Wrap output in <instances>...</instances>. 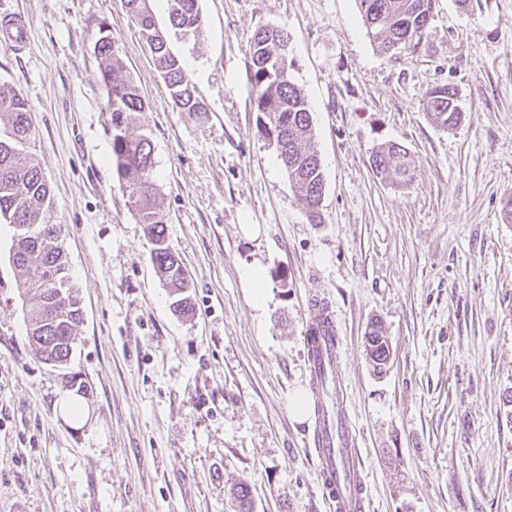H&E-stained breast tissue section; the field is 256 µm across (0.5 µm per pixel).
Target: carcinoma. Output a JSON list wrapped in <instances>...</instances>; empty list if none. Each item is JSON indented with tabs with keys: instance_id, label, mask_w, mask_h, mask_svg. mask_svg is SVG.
Returning a JSON list of instances; mask_svg holds the SVG:
<instances>
[{
	"instance_id": "1",
	"label": "carcinoma",
	"mask_w": 512,
	"mask_h": 512,
	"mask_svg": "<svg viewBox=\"0 0 512 512\" xmlns=\"http://www.w3.org/2000/svg\"><path fill=\"white\" fill-rule=\"evenodd\" d=\"M170 25L185 37L202 24L198 0H166ZM127 13L149 48L173 106L180 112L206 108L181 59L172 52L157 27L149 0H125ZM367 34L384 51H411L425 35L434 0H358ZM291 37L277 27L258 29L249 42V80L255 89L257 132L275 144L288 181L302 202L308 219L317 223L324 195V174L311 146L313 122L307 98L291 80L288 57ZM95 51L107 90L106 110L112 134V175L128 194L137 222L153 244L152 262L161 280L178 296L173 307L193 311L186 269L167 244L163 216L152 203L156 195L154 147L149 135L136 131L138 116L148 109L138 86L119 63V47L109 37L98 39ZM432 121L442 128L461 118L456 93L447 85L425 95ZM32 136L30 106L15 88L0 84V225L11 228L9 260L31 297L25 308L29 341L37 358L54 366L68 364L78 327L83 322L80 300L69 274L62 227L50 220L51 189L39 162L21 159ZM371 168L383 180L405 184L413 177L412 161L399 144L372 157ZM63 298H58V289ZM366 352L380 374L390 358L388 337L379 321L369 323Z\"/></svg>"
}]
</instances>
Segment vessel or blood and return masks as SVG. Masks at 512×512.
<instances>
[{
  "mask_svg": "<svg viewBox=\"0 0 512 512\" xmlns=\"http://www.w3.org/2000/svg\"><path fill=\"white\" fill-rule=\"evenodd\" d=\"M316 314L305 338L312 394L316 405L315 450L319 482L334 512H366V485L360 450L345 406V387L337 372L338 339L331 333L336 320L323 301L314 304Z\"/></svg>",
  "mask_w": 512,
  "mask_h": 512,
  "instance_id": "vessel-or-blood-1",
  "label": "vessel or blood"
}]
</instances>
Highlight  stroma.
<instances>
[{"mask_svg": "<svg viewBox=\"0 0 512 512\" xmlns=\"http://www.w3.org/2000/svg\"><path fill=\"white\" fill-rule=\"evenodd\" d=\"M150 5L205 112L173 107L124 0H0V83L31 107L23 154L51 186L84 310L67 367L37 359L1 226L0 512H240L243 482L250 512H332L314 421L290 407L309 390L317 297L336 318L368 512H512V0H434L421 44L396 54L370 40L357 0H198L188 40L166 0ZM15 17L22 48L7 45ZM261 27L292 35L325 179L317 224L256 130L249 40ZM104 35L149 103L139 124L188 316L112 179ZM445 84L461 112L450 129L424 105ZM394 142L414 165L403 185L371 169ZM254 261L269 281L261 311L240 280ZM374 318L392 345L381 376L364 350ZM66 371L84 396L63 388Z\"/></svg>", "mask_w": 512, "mask_h": 512, "instance_id": "1", "label": "stroma"}]
</instances>
